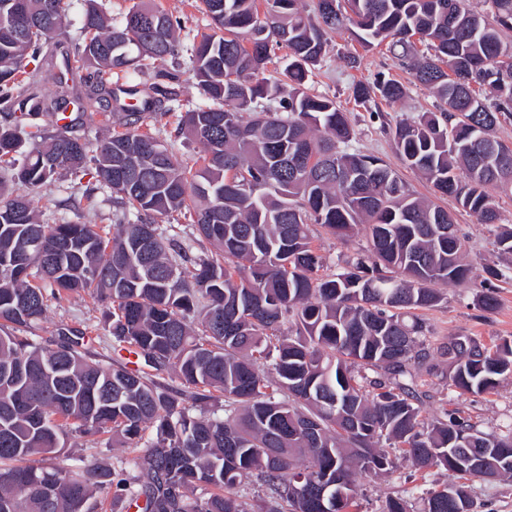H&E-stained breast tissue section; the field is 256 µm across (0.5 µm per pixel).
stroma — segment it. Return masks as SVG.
<instances>
[{"mask_svg":"<svg viewBox=\"0 0 512 512\" xmlns=\"http://www.w3.org/2000/svg\"><path fill=\"white\" fill-rule=\"evenodd\" d=\"M156 3L173 19L180 21L184 50L177 58L149 62L138 80L149 85L158 82L162 73H174L182 99L200 102V88L189 64L186 48L195 35L211 32V20L199 9L198 0H156ZM351 55L359 56V68L349 67L347 58ZM380 71L393 75L399 72L385 47L364 49L350 31L342 30L329 35L327 52L313 75L310 87L314 93L334 97L337 105L349 114L356 130L353 148L382 157L416 194L432 197L430 183L420 174L402 167L387 127L430 110L434 99L422 86L411 83L407 86L406 98L401 102L389 104L382 101L376 111H365L355 103L352 88L356 83L371 81ZM181 122V113L170 112L159 118L145 117L143 127L176 152L185 164L199 167L202 147L178 137L177 128ZM87 184V179L76 178L66 172L56 176L35 199L43 222L53 224L65 219L103 228L112 225L116 207L110 194L99 192L85 197ZM455 219L467 240L469 261L497 268L507 265L508 260L498 253L494 234L488 226L477 223L475 217L460 209L456 210ZM490 286L498 296V307L484 315L474 306L480 285L470 282L459 286H441V301L422 312L432 343H440L451 336H469L490 348L502 340L512 339V282L499 279L491 281ZM62 327L84 331L92 358L102 364L109 365L116 361L129 364L135 360L128 351L116 348L104 307L94 303L87 294L71 293L61 303L51 305L45 319L33 328L32 333L51 339ZM417 391L426 420H433L448 410L467 418L487 434L497 435L512 428V381L491 393L462 395L450 387L447 380L424 376L419 380ZM447 481L448 473L444 469L419 471L410 462H399L397 468L387 474L358 479L360 512H381L386 499L391 496L404 498L413 512H420L423 493L440 489ZM472 494L479 512H512V476L491 481L474 480Z\"/></svg>","mask_w":512,"mask_h":512,"instance_id":"stroma-1","label":"stroma"}]
</instances>
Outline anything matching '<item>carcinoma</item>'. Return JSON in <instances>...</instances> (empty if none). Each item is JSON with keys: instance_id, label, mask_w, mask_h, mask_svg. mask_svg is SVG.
Segmentation results:
<instances>
[{"instance_id": "cac0c4a2", "label": "carcinoma", "mask_w": 512, "mask_h": 512, "mask_svg": "<svg viewBox=\"0 0 512 512\" xmlns=\"http://www.w3.org/2000/svg\"><path fill=\"white\" fill-rule=\"evenodd\" d=\"M12 2L28 23L0 14V105L13 117L0 128V164L26 141L33 148L13 173L26 192L0 182V512H98L104 494L112 512L140 499L143 512H358L357 479L401 458L457 476L422 512H460L469 479L512 475V429L489 444L446 411L428 422L415 389L420 372L448 374L461 395L512 377L507 340L427 343L417 310L441 301L436 286L475 278L464 237L447 233L453 214L350 148L347 113L307 88L328 33L352 26L362 47L386 45L437 100L389 128L400 159L493 228L512 193V146L496 136L512 121V80L500 77L512 71V0H484L481 11L469 0H314L311 13L302 0H201L213 32L193 41L190 61L206 102L182 119L204 148L196 170L141 128L143 115L179 109L180 94L108 78L177 55L178 22L139 0L115 27L87 0L72 54L58 41L66 0ZM145 14L155 24L131 26ZM282 48L285 68H269ZM406 94L384 72L354 88L368 111ZM71 107L107 130L96 147L39 123ZM90 163L118 207L112 230L41 222L32 195ZM182 210L194 215L187 240L159 224ZM313 224L342 241L361 226L368 247L329 273ZM79 291L112 310L117 346L192 393L90 361L78 330L28 335L52 302ZM497 305L491 289L477 295L479 311ZM287 324L295 333L281 331ZM220 396L223 415L194 412ZM71 432L110 434L132 456L110 470L67 463ZM381 440L399 455L376 450ZM131 469L148 482L136 486Z\"/></svg>"}]
</instances>
